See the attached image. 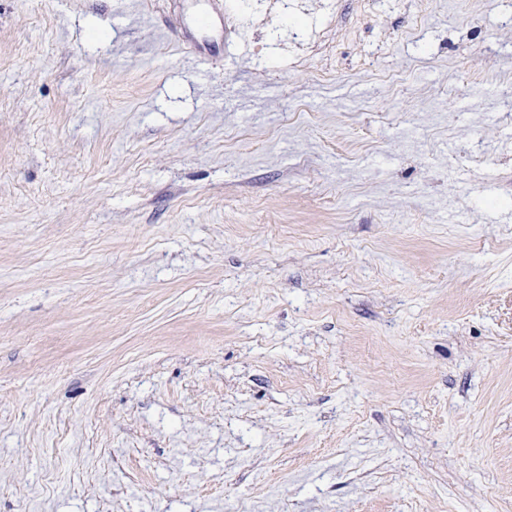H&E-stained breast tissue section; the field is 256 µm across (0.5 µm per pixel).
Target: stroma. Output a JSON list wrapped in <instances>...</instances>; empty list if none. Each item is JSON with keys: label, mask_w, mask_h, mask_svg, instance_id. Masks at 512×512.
<instances>
[{"label": "stroma", "mask_w": 512, "mask_h": 512, "mask_svg": "<svg viewBox=\"0 0 512 512\" xmlns=\"http://www.w3.org/2000/svg\"><path fill=\"white\" fill-rule=\"evenodd\" d=\"M0 0V512H512V0Z\"/></svg>", "instance_id": "1"}]
</instances>
